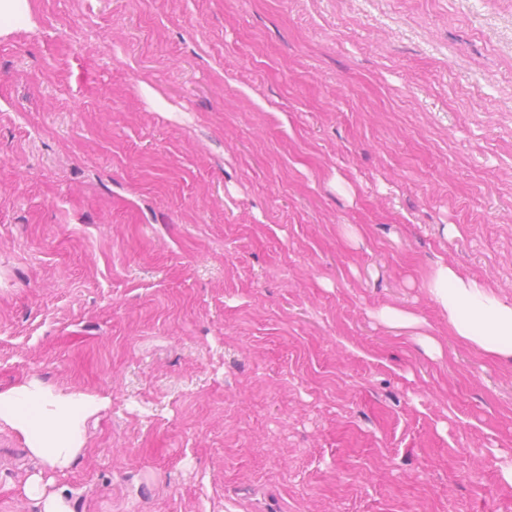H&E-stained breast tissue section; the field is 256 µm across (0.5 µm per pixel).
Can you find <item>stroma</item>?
Here are the masks:
<instances>
[{"label":"stroma","instance_id":"obj_1","mask_svg":"<svg viewBox=\"0 0 512 512\" xmlns=\"http://www.w3.org/2000/svg\"><path fill=\"white\" fill-rule=\"evenodd\" d=\"M29 3L0 391L109 397L73 512H512V361L424 288L512 302V0ZM42 470L1 423L0 512Z\"/></svg>","mask_w":512,"mask_h":512}]
</instances>
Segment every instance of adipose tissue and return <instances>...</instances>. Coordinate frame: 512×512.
I'll list each match as a JSON object with an SVG mask.
<instances>
[{"label":"adipose tissue","instance_id":"obj_1","mask_svg":"<svg viewBox=\"0 0 512 512\" xmlns=\"http://www.w3.org/2000/svg\"><path fill=\"white\" fill-rule=\"evenodd\" d=\"M424 287L447 316L453 336L483 353L512 358V302L445 262L432 268ZM108 404V398L56 390L33 379L0 391V422L46 468L63 471L85 454L86 422Z\"/></svg>","mask_w":512,"mask_h":512}]
</instances>
